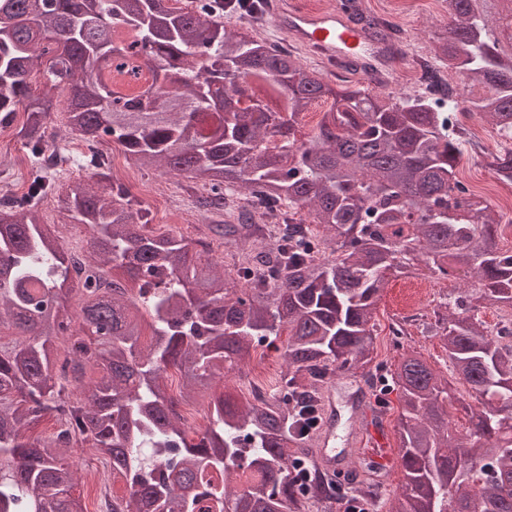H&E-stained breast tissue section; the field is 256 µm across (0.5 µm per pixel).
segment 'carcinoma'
<instances>
[{"instance_id": "1", "label": "carcinoma", "mask_w": 512, "mask_h": 512, "mask_svg": "<svg viewBox=\"0 0 512 512\" xmlns=\"http://www.w3.org/2000/svg\"><path fill=\"white\" fill-rule=\"evenodd\" d=\"M195 2L0 0V127L26 114L19 135L33 161L25 199L0 209V331L15 330L0 340V512H87L67 460L77 444L95 448L125 485L109 512L329 503L319 485L292 475L312 462L316 378L357 369L374 377L381 292L389 275L420 264L482 283L478 297L438 305L429 324L477 404L455 406L448 378L421 353L403 354L387 375L401 408L402 468L388 512H512V346L491 337L473 304L512 309V251L495 243L494 210L456 177L467 128L446 99L335 87L293 52L227 29L220 0ZM445 2L433 59L468 87H489L470 107L511 139L512 48L494 36L487 0ZM344 15L370 41H389L361 0H345ZM44 57L34 95L30 76ZM65 90L69 131L203 182L229 218L234 199L286 216L277 245L229 281L201 259L204 241L145 232L147 213L88 152L73 165L105 188L69 186L62 202L89 239L79 255L65 249L38 212L56 192L44 125ZM322 100L329 109L314 134L296 138L299 118ZM487 166L512 184V149L488 153ZM249 220L245 212L208 229L244 247ZM73 290L85 299V337L63 303ZM285 332L288 370L272 396H211L208 428L188 438L164 373L177 369L181 401L194 402ZM88 367L100 375L86 386ZM457 413L464 434L452 426ZM46 416L60 430L43 444L27 431Z\"/></svg>"}]
</instances>
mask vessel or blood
I'll use <instances>...</instances> for the list:
<instances>
[{"instance_id": "1", "label": "vessel or blood", "mask_w": 512, "mask_h": 512, "mask_svg": "<svg viewBox=\"0 0 512 512\" xmlns=\"http://www.w3.org/2000/svg\"><path fill=\"white\" fill-rule=\"evenodd\" d=\"M272 13L281 32L315 52L321 60L356 64L364 67L374 82L386 81L389 51L370 44L365 34L339 11L309 13L278 5ZM349 403L354 421L344 433H337L336 386L331 383L323 387L322 422L311 441L314 455L323 470L332 473L343 468L353 450L364 444L379 449V466H394L397 457L388 446V431L381 417L368 407L360 393H352Z\"/></svg>"}]
</instances>
